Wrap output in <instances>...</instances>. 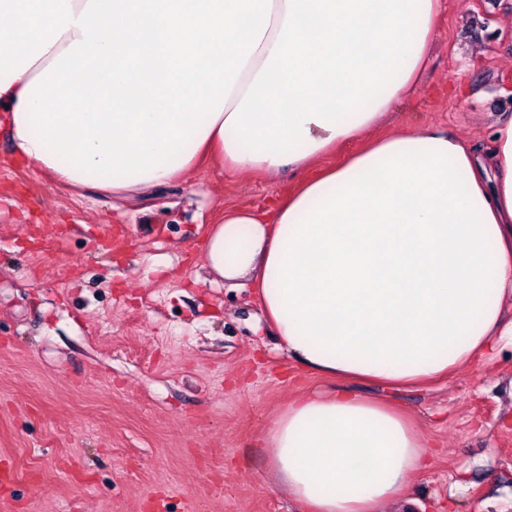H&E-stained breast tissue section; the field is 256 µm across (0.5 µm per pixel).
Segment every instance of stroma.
<instances>
[{
    "instance_id": "obj_1",
    "label": "stroma",
    "mask_w": 512,
    "mask_h": 512,
    "mask_svg": "<svg viewBox=\"0 0 512 512\" xmlns=\"http://www.w3.org/2000/svg\"><path fill=\"white\" fill-rule=\"evenodd\" d=\"M417 88L379 133L438 127L487 151L512 114V0H442ZM301 174L203 160L114 205L21 162L0 125V469L12 512H299L266 437L294 396L341 387L403 410L434 445L396 512H512V343L429 386L318 375L258 291L210 272L228 206L274 220ZM101 224L122 227L111 256Z\"/></svg>"
}]
</instances>
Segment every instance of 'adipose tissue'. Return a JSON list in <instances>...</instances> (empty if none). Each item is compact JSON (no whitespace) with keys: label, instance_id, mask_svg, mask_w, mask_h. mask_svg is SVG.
I'll list each match as a JSON object with an SVG mask.
<instances>
[{"label":"adipose tissue","instance_id":"adipose-tissue-1","mask_svg":"<svg viewBox=\"0 0 512 512\" xmlns=\"http://www.w3.org/2000/svg\"><path fill=\"white\" fill-rule=\"evenodd\" d=\"M440 0H0V119L19 159L117 199L187 174L301 169L360 138L430 56ZM489 153L439 128L373 139L274 223L228 208L210 271L258 289L314 372L408 386L512 336V119ZM303 512H384L431 464L388 403L309 393L267 438Z\"/></svg>","mask_w":512,"mask_h":512}]
</instances>
